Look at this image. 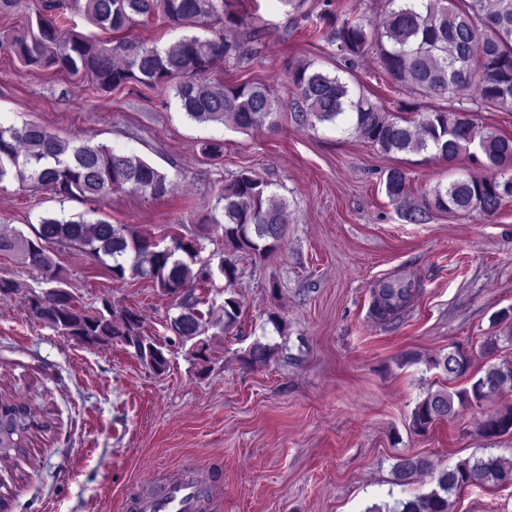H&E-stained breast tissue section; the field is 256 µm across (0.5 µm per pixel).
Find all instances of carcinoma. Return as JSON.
I'll return each instance as SVG.
<instances>
[{
	"mask_svg": "<svg viewBox=\"0 0 512 512\" xmlns=\"http://www.w3.org/2000/svg\"><path fill=\"white\" fill-rule=\"evenodd\" d=\"M72 7L97 28L116 35L111 47L73 31L64 8ZM320 19L323 34L336 45L342 71L358 59L377 55L382 71L414 97L436 101L415 117L387 111L368 95L355 93L342 76H334L306 62L290 71L295 123L328 124L354 134L385 154L434 152L451 162L473 144L487 160L489 173L470 174L446 186L436 185L422 201L413 198L407 173L392 168L385 179L386 195L411 224H425L439 212H476L494 216L512 197V137L480 127L472 113L512 109V0H385L382 22L363 17L338 20L332 0ZM178 28H193L204 20L224 27V15L213 0H41L35 26L11 39L8 48L25 67L76 75L83 73L96 88L110 92L129 85L164 87L185 116L198 124L218 123L239 132L275 131L283 102L260 83L224 84L211 79L218 63L249 62L257 50L224 32L210 40L184 35L166 48L149 45L128 31L138 17L157 15ZM16 183L22 189L52 192L63 204L71 200L102 204L116 191L160 198L169 191L167 176L135 154L118 152L105 144L63 139L45 127L24 123L0 124V189ZM270 183L245 170L224 184L215 204L202 220L224 247L264 257L278 251L285 240L288 204L269 191ZM59 247L79 249L112 278L146 279L174 298L179 313L170 321L182 340H197L193 359L210 361L214 344L233 330L241 313L234 286L237 267L224 262L221 313L202 311V289L215 271L203 262L201 236L175 234L155 242L126 224L83 216L52 215L40 219L31 234L0 232V254L16 257L41 272L53 287L27 296L23 307L29 318L79 345L120 341L153 372L163 374L168 360L150 337L142 319L131 309L119 319L110 309L93 313L75 302L66 288L67 274L54 256ZM415 283L383 280L374 288L377 317L393 321L406 310ZM274 354L271 345L255 341L244 355L245 365H265ZM448 379L469 375L460 390L427 393L411 415L409 429L427 433L436 423L456 416L466 406L480 407L512 395V360L503 359L478 375L472 358L456 347L427 360ZM51 428L24 404L0 400V462L23 452ZM479 433L487 438L512 433V406L489 415ZM434 471L431 461L418 455L402 456L394 465L397 483L409 485L415 476ZM435 487L395 502L374 505L367 512H450L449 497L472 485H512V461L489 456L465 459L434 476Z\"/></svg>",
	"mask_w": 512,
	"mask_h": 512,
	"instance_id": "obj_1",
	"label": "carcinoma"
}]
</instances>
